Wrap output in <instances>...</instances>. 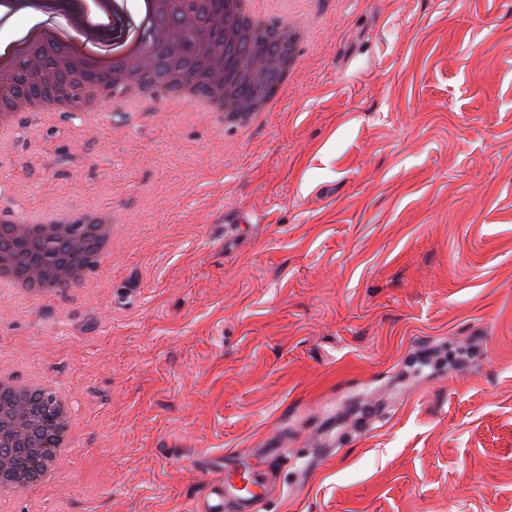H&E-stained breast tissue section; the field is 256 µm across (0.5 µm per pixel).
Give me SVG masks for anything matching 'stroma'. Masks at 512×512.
<instances>
[{"mask_svg": "<svg viewBox=\"0 0 512 512\" xmlns=\"http://www.w3.org/2000/svg\"><path fill=\"white\" fill-rule=\"evenodd\" d=\"M291 94L23 113L0 205L126 232L0 300V367L76 402L18 512H197L186 457L281 439L262 512H512V0H309Z\"/></svg>", "mask_w": 512, "mask_h": 512, "instance_id": "35a3bbf8", "label": "stroma"}]
</instances>
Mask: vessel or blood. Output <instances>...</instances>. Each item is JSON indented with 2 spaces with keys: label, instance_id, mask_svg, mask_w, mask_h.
Here are the masks:
<instances>
[{
  "label": "vessel or blood",
  "instance_id": "obj_1",
  "mask_svg": "<svg viewBox=\"0 0 512 512\" xmlns=\"http://www.w3.org/2000/svg\"><path fill=\"white\" fill-rule=\"evenodd\" d=\"M274 446L236 453L233 461L219 465L206 487L201 512H260L272 487L264 460L276 455Z\"/></svg>",
  "mask_w": 512,
  "mask_h": 512
}]
</instances>
